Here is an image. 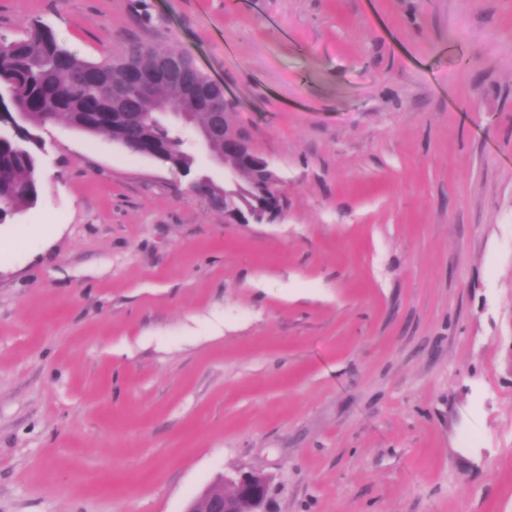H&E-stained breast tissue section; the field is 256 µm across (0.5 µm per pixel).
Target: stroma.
I'll return each mask as SVG.
<instances>
[{
  "label": "stroma",
  "instance_id": "stroma-1",
  "mask_svg": "<svg viewBox=\"0 0 512 512\" xmlns=\"http://www.w3.org/2000/svg\"><path fill=\"white\" fill-rule=\"evenodd\" d=\"M224 87L282 214L58 121L0 220V512H512V0H0ZM221 486H209L194 497L185 512H262L268 489V479L253 472H238L227 478L233 486L231 493Z\"/></svg>",
  "mask_w": 512,
  "mask_h": 512
}]
</instances>
